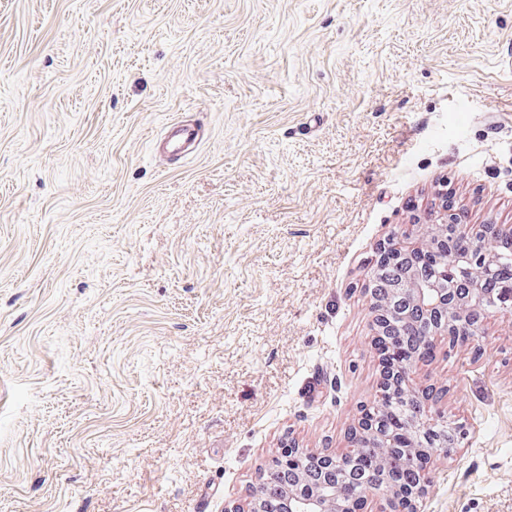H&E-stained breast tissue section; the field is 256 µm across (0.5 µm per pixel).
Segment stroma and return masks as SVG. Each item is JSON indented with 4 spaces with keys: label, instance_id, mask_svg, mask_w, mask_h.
Listing matches in <instances>:
<instances>
[{
    "label": "stroma",
    "instance_id": "35a3bbf8",
    "mask_svg": "<svg viewBox=\"0 0 512 512\" xmlns=\"http://www.w3.org/2000/svg\"><path fill=\"white\" fill-rule=\"evenodd\" d=\"M442 191L512 231V0H0V512H244L346 447ZM412 379L465 429L417 512H512V314Z\"/></svg>",
    "mask_w": 512,
    "mask_h": 512
}]
</instances>
